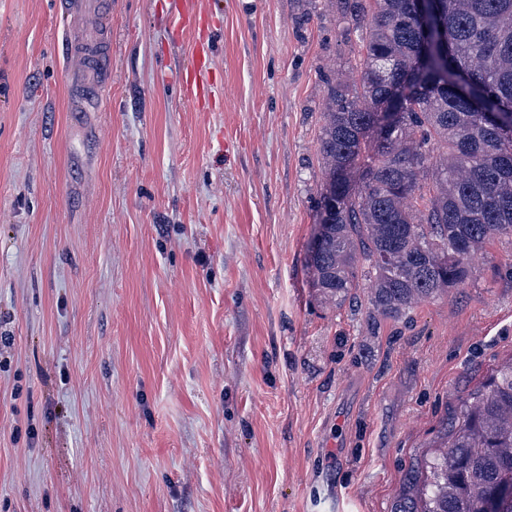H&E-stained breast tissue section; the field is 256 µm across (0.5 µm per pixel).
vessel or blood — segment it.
Here are the masks:
<instances>
[{
  "label": "vessel or blood",
  "mask_w": 512,
  "mask_h": 512,
  "mask_svg": "<svg viewBox=\"0 0 512 512\" xmlns=\"http://www.w3.org/2000/svg\"><path fill=\"white\" fill-rule=\"evenodd\" d=\"M178 18L177 28L196 35L191 60L180 71L178 83L185 97L202 100L211 97L215 80L207 64L209 47L204 22L206 15L199 0H171ZM56 8L73 33L67 39L69 56L78 58L83 66L79 96L72 109H86L89 96L98 94L106 72L111 37V5L109 0H55Z\"/></svg>",
  "instance_id": "obj_1"
}]
</instances>
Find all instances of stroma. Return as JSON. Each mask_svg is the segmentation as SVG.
Instances as JSON below:
<instances>
[{"label": "stroma", "mask_w": 512, "mask_h": 512, "mask_svg": "<svg viewBox=\"0 0 512 512\" xmlns=\"http://www.w3.org/2000/svg\"><path fill=\"white\" fill-rule=\"evenodd\" d=\"M167 0H112L111 76L55 0H0V512H399L512 358V239L408 318L315 299L333 0H208L211 100Z\"/></svg>", "instance_id": "1"}]
</instances>
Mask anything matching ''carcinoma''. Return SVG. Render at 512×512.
Listing matches in <instances>:
<instances>
[{
	"instance_id": "cac0c4a2",
	"label": "carcinoma",
	"mask_w": 512,
	"mask_h": 512,
	"mask_svg": "<svg viewBox=\"0 0 512 512\" xmlns=\"http://www.w3.org/2000/svg\"><path fill=\"white\" fill-rule=\"evenodd\" d=\"M336 8L360 50L325 82L310 285L338 305L366 288L398 320L512 238V0ZM441 447L401 512H512V361L460 403Z\"/></svg>"
}]
</instances>
